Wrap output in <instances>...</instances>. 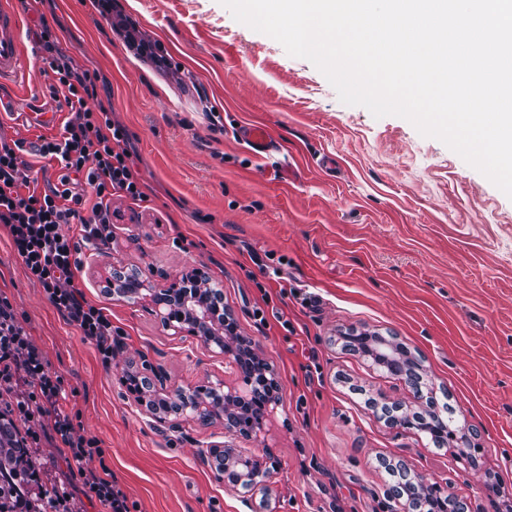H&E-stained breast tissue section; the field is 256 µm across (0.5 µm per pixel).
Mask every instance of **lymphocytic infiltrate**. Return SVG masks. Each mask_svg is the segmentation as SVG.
<instances>
[{
	"instance_id": "obj_1",
	"label": "lymphocytic infiltrate",
	"mask_w": 512,
	"mask_h": 512,
	"mask_svg": "<svg viewBox=\"0 0 512 512\" xmlns=\"http://www.w3.org/2000/svg\"><path fill=\"white\" fill-rule=\"evenodd\" d=\"M38 41L70 108L60 136L43 139L38 147L42 157L58 161L62 175L58 185L45 192L24 189L18 178L22 145L0 136V225L7 229L29 278L108 360L112 324L75 283L78 245L65 227L82 225L85 241L109 246L113 195L135 201L146 195L130 164L126 129L113 121L111 108L88 106L97 97L95 76L72 66L50 26H42ZM63 396L62 383L49 372L42 350L18 322L9 299L0 296V419L48 418L56 447L78 461L92 457L97 441L76 432L60 407ZM83 486L86 496L96 498L105 512H130L128 497L112 474L89 473Z\"/></svg>"
}]
</instances>
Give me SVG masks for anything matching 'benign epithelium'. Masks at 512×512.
<instances>
[{
	"mask_svg": "<svg viewBox=\"0 0 512 512\" xmlns=\"http://www.w3.org/2000/svg\"><path fill=\"white\" fill-rule=\"evenodd\" d=\"M148 292L153 312L160 316L162 325L166 328H175L200 338L205 345H215L222 352H230V347L223 336L224 316L223 310H215L214 305L224 304L222 289L212 286L206 275L199 269L184 274L181 279L166 288H145L139 273L124 267H112V272L106 280V291L120 299L139 300L143 298L142 291ZM348 339L352 340L359 352L368 355H379L381 350L393 347L389 341L379 340L375 334L366 332H352ZM391 374L402 376L408 370L419 368L412 358L387 357L378 360ZM130 393L135 395L138 405L151 413L159 423L170 421V416L191 412L202 423H209L218 418L224 420L225 433L235 439H251L254 429L243 422L239 416L237 406V391L224 390V382L208 383L195 387H176L166 390L161 371L144 362L139 367H131L128 376L121 379ZM250 386L248 396L254 397L267 389L272 392L267 402L275 399L278 386L274 378H268L256 386L254 377L245 379ZM205 462L216 473L224 476V485L235 490L242 485L259 487L266 485L270 474V467L252 455L245 453V449L233 444H213L210 446ZM437 490V486L425 482L421 478H414L407 482L401 490L390 489L388 494L399 499L405 498L416 506H427L430 496Z\"/></svg>",
	"mask_w": 512,
	"mask_h": 512,
	"instance_id": "7a95c632",
	"label": "benign epithelium"
}]
</instances>
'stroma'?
I'll return each instance as SVG.
<instances>
[{"label": "stroma", "mask_w": 512, "mask_h": 512, "mask_svg": "<svg viewBox=\"0 0 512 512\" xmlns=\"http://www.w3.org/2000/svg\"><path fill=\"white\" fill-rule=\"evenodd\" d=\"M24 70L0 85V133L22 141L21 177L57 184L37 155L70 109L41 58L42 24L129 134L148 200H112V244L80 248L76 282L112 320V361L30 280L0 227V294L43 351L78 434L101 457L75 461L42 442V479L103 512L82 475L107 467L131 512H401L389 469L437 484L469 512H512V198L407 120L342 104L308 60L237 22L220 0H19ZM168 60L126 45L124 25ZM42 112L58 113L49 127ZM270 128L277 153L255 155L243 125ZM162 288L198 268L279 386L249 454L278 465L266 492L231 491L202 452L222 423L155 421L121 383L128 363L167 386L241 388L228 355L162 326L143 302L112 297L113 265ZM408 348L424 388L450 405L456 438L435 447L411 419L403 379L344 346L349 329Z\"/></svg>", "instance_id": "1"}]
</instances>
